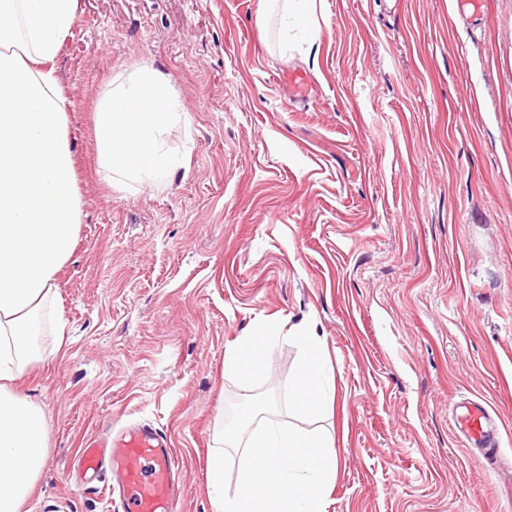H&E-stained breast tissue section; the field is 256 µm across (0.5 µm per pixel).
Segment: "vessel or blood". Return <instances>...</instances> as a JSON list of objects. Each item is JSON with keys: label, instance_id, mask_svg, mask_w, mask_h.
<instances>
[{"label": "vessel or blood", "instance_id": "obj_1", "mask_svg": "<svg viewBox=\"0 0 512 512\" xmlns=\"http://www.w3.org/2000/svg\"><path fill=\"white\" fill-rule=\"evenodd\" d=\"M456 420L470 447L495 453L498 427L485 407L468 404ZM77 464L96 476L107 471L121 474L123 512L176 510L181 469L166 434L156 428L129 427L112 440H93L81 450Z\"/></svg>", "mask_w": 512, "mask_h": 512}]
</instances>
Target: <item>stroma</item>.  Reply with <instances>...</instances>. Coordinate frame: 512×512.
Segmentation results:
<instances>
[{
    "label": "stroma",
    "instance_id": "1",
    "mask_svg": "<svg viewBox=\"0 0 512 512\" xmlns=\"http://www.w3.org/2000/svg\"><path fill=\"white\" fill-rule=\"evenodd\" d=\"M260 0H80L58 61L83 219L58 275L64 344L19 383L46 419L31 512H110L76 455L166 433L176 512H214L218 413L250 396L224 352L262 320L323 341L338 461L327 512H512V0H316L281 53ZM149 65L186 114L159 186L110 188L94 112ZM307 83L294 103L292 76ZM497 416L465 447L452 403Z\"/></svg>",
    "mask_w": 512,
    "mask_h": 512
}]
</instances>
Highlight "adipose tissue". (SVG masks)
<instances>
[{
    "mask_svg": "<svg viewBox=\"0 0 512 512\" xmlns=\"http://www.w3.org/2000/svg\"><path fill=\"white\" fill-rule=\"evenodd\" d=\"M79 0H0V512H23L48 450L44 412L13 387L42 359L43 304L82 222L66 140L69 100L55 62ZM168 78L148 67L110 81L95 109L111 186L161 185L176 162L163 135L181 121Z\"/></svg>",
    "mask_w": 512,
    "mask_h": 512,
    "instance_id": "obj_1",
    "label": "adipose tissue"
}]
</instances>
